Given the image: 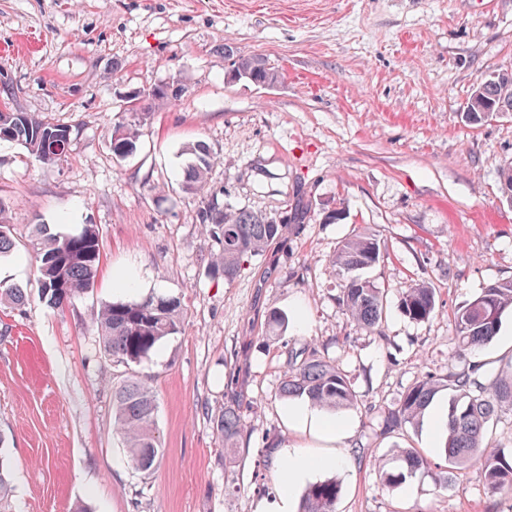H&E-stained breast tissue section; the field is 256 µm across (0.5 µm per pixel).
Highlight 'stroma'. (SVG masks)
<instances>
[{
	"label": "stroma",
	"mask_w": 512,
	"mask_h": 512,
	"mask_svg": "<svg viewBox=\"0 0 512 512\" xmlns=\"http://www.w3.org/2000/svg\"><path fill=\"white\" fill-rule=\"evenodd\" d=\"M264 58L268 88L230 79L232 57ZM512 72V0H0V81L13 107L73 126L67 158L42 163L0 141V199L14 253L0 282L26 289L0 305V460L10 512H260L288 483L289 461L258 455L268 442L343 460L337 512H512L488 493L478 464L448 488L418 473L396 488L379 462L414 447L441 462L432 414L396 432L382 420L421 377L512 359L503 333L457 352L454 311L512 280V207L498 172L512 163V112L465 122L471 90ZM168 96L139 126L136 151L112 152L129 91ZM206 143L204 193H186L183 147ZM220 203L284 222L287 232L232 282L208 273L216 248L198 211ZM99 229L92 291L62 309L38 298L27 242L36 225ZM381 243L367 278L384 288L377 331L358 328L339 299L332 258L358 234ZM138 295L181 297L179 331L136 368L103 352L94 316ZM434 288L436 312L415 322L404 289ZM287 315L269 332L270 312ZM312 348L352 380L358 409L340 410L350 438L322 442L289 429L279 388L290 353ZM136 372L158 401L164 457L149 476L126 464L113 429L112 387ZM237 401L242 448L225 451L211 421ZM363 448L355 458L354 448Z\"/></svg>",
	"instance_id": "obj_1"
}]
</instances>
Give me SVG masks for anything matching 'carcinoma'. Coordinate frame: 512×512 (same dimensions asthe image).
<instances>
[{"label":"carcinoma","mask_w":512,"mask_h":512,"mask_svg":"<svg viewBox=\"0 0 512 512\" xmlns=\"http://www.w3.org/2000/svg\"><path fill=\"white\" fill-rule=\"evenodd\" d=\"M238 65L254 72L258 83L275 82L278 72L259 57H240ZM481 108L466 113L471 124L489 118L500 102L512 99V79L483 83ZM166 94L150 95L128 109L129 123L120 124L112 133V151L124 157L136 148V122L145 115L146 102L159 101ZM0 141L13 142L44 163L61 160L69 151L72 129L38 114L14 109L0 112ZM188 156L183 188L201 191L207 184L212 153L203 144L183 150ZM199 222L213 227L217 245L211 257L213 273L233 281L245 262L260 255L281 238L286 225L276 224L251 211L232 209L219 201L205 203ZM15 248L9 224V206L0 199V258ZM28 248L38 261L40 299L51 307L88 292L95 284L100 264V246L96 225L86 224L76 234L52 233L43 225L36 228ZM381 257L380 242L370 235H355L341 242L333 257L336 277L342 282L343 307L359 326L374 330L385 316L384 292L359 271L376 265ZM24 292L15 286L0 284V303L21 305ZM400 309L416 322L430 320L436 310L433 288L425 283L410 285L402 293ZM183 307L181 298L151 293L134 300H117L103 306L95 322L104 351L115 363L137 364L147 358L169 336L177 333ZM512 314V281L488 286L458 308L453 328L460 351H474L490 343L497 335L504 316ZM452 391L448 399L446 437L441 455L444 464L436 466L432 478L447 488L455 473L473 460L480 463L487 490L493 495H512V456L487 441V434L498 410L512 407V360L499 370L492 382L484 384L477 370L436 378L426 375L412 384L395 407L384 415L386 429L395 431L416 426L436 395ZM281 396L304 397L311 405L325 410L353 409L358 405L356 392L348 376L336 364L316 351L304 349L292 354L288 371L280 385ZM114 427L122 436L131 468L144 475L155 471L163 448L156 425L157 399L150 385L132 375L112 388ZM217 434L224 447L237 449L245 432L240 406L224 405L216 419ZM431 462L414 448L397 450L379 465L381 483L390 488L404 484ZM341 486L334 479L310 484L300 500L299 512H336Z\"/></svg>","instance_id":"obj_1"}]
</instances>
